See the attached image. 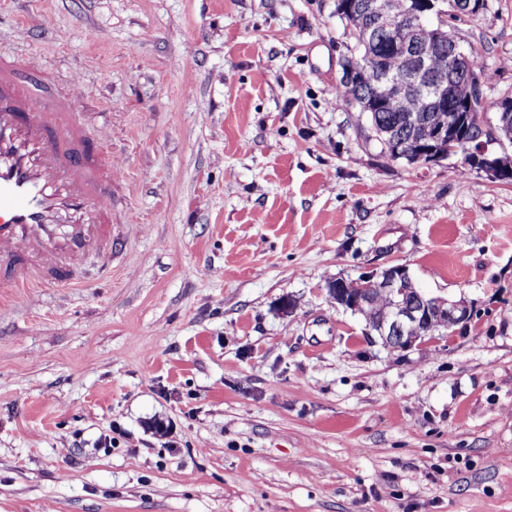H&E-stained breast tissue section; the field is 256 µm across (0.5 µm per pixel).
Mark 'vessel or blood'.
I'll return each instance as SVG.
<instances>
[{
  "mask_svg": "<svg viewBox=\"0 0 512 512\" xmlns=\"http://www.w3.org/2000/svg\"><path fill=\"white\" fill-rule=\"evenodd\" d=\"M29 57L0 51V288L68 286L112 249V170L70 96L45 102Z\"/></svg>",
  "mask_w": 512,
  "mask_h": 512,
  "instance_id": "vessel-or-blood-1",
  "label": "vessel or blood"
}]
</instances>
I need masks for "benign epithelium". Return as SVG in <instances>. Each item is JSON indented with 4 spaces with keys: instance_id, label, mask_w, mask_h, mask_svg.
Here are the masks:
<instances>
[{
    "instance_id": "benign-epithelium-1",
    "label": "benign epithelium",
    "mask_w": 512,
    "mask_h": 512,
    "mask_svg": "<svg viewBox=\"0 0 512 512\" xmlns=\"http://www.w3.org/2000/svg\"><path fill=\"white\" fill-rule=\"evenodd\" d=\"M397 0H343L339 3L342 15L350 17L348 33L354 42L366 40L369 35L390 24L398 27L400 38L396 49L407 67V71L384 72L381 79L392 88L395 95L417 90L424 108L448 107L453 102L456 112H477L486 105L483 95L485 75L468 71L459 76L462 63L468 53L458 40L446 31L448 14L459 17H474L486 5L485 0H403L405 9L397 12L393 3ZM429 25L436 32L430 46L419 49L413 40L414 32ZM448 50V61L454 73L433 75L428 72V61L434 54ZM380 68L379 60L354 49V57L344 64V82L355 87L356 93L347 96L349 104L364 112H376L381 107L380 99L370 92L362 91L369 68ZM496 120L512 118V96L502 95L492 105ZM481 134L468 137L460 129L456 116H442L435 120L431 136L424 141L411 143L399 137L393 128H374L385 143L388 156L393 160L409 159L418 165L440 163L462 155L464 163L472 169L483 170L499 180H507L512 174L502 171L494 162V154L488 145L497 142L491 132L490 123L480 124ZM353 291L346 296L340 293L341 283L328 286L330 297L354 312L379 299L385 304L379 318L368 327L384 347L408 350L426 337L444 329L468 321L471 308L461 301L432 295L415 287L409 269L395 265L375 272L352 283Z\"/></svg>"
}]
</instances>
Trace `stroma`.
I'll use <instances>...</instances> for the list:
<instances>
[{"mask_svg": "<svg viewBox=\"0 0 512 512\" xmlns=\"http://www.w3.org/2000/svg\"><path fill=\"white\" fill-rule=\"evenodd\" d=\"M452 29L511 91L512 0ZM2 48L92 88L115 206L0 300V512H512V181L389 158L336 0H0ZM396 264L471 321L393 351L328 295Z\"/></svg>", "mask_w": 512, "mask_h": 512, "instance_id": "obj_1", "label": "stroma"}]
</instances>
